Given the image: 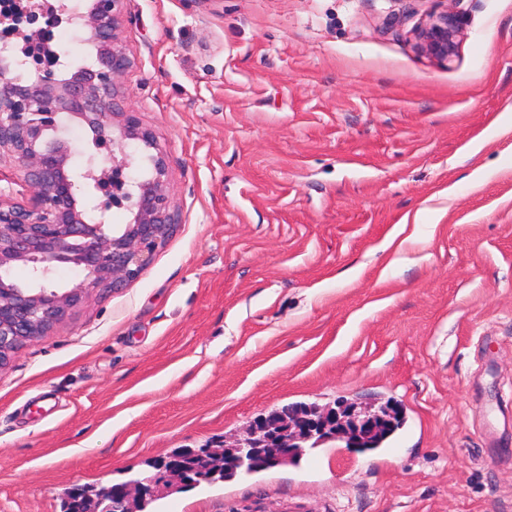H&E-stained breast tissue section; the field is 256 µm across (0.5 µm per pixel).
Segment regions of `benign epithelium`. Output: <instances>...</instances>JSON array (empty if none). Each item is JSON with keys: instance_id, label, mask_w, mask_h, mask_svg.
<instances>
[{"instance_id": "benign-epithelium-1", "label": "benign epithelium", "mask_w": 512, "mask_h": 512, "mask_svg": "<svg viewBox=\"0 0 512 512\" xmlns=\"http://www.w3.org/2000/svg\"><path fill=\"white\" fill-rule=\"evenodd\" d=\"M125 0H59L47 16L29 0L24 14L46 27L66 22L85 36L93 62L76 65L69 53L57 49L45 67L31 70L13 40L12 20L0 13V162L12 164L30 189L26 204L0 199V367L25 344L47 335L94 289L118 291L136 282L166 245L175 224L166 153L138 112L123 105L126 92L120 78L132 65L122 38ZM418 47L439 61L454 57L459 46L458 12L430 17L417 34ZM90 130L91 142L81 162L65 135L62 120ZM153 149L148 169L130 172L131 149ZM124 208L126 223L112 224L111 211ZM29 279L13 278L18 265ZM68 264L82 280L60 286L54 272ZM384 420L380 413L353 410L299 416L275 413L256 420L227 449L207 452L208 468L224 472L225 462L248 472L257 455L272 464L289 461L329 438H363ZM187 471L169 458L157 475L143 483L129 481L105 489L98 512H134L137 499L153 496L161 484L184 486Z\"/></svg>"}]
</instances>
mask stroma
I'll return each mask as SVG.
<instances>
[{"label": "stroma", "instance_id": "1", "mask_svg": "<svg viewBox=\"0 0 512 512\" xmlns=\"http://www.w3.org/2000/svg\"><path fill=\"white\" fill-rule=\"evenodd\" d=\"M125 0L126 101L177 224L0 367V512L215 448L296 403H391L384 448L145 512H512V0ZM418 47L439 61H448L459 46L458 11L432 15L417 34Z\"/></svg>", "mask_w": 512, "mask_h": 512}]
</instances>
